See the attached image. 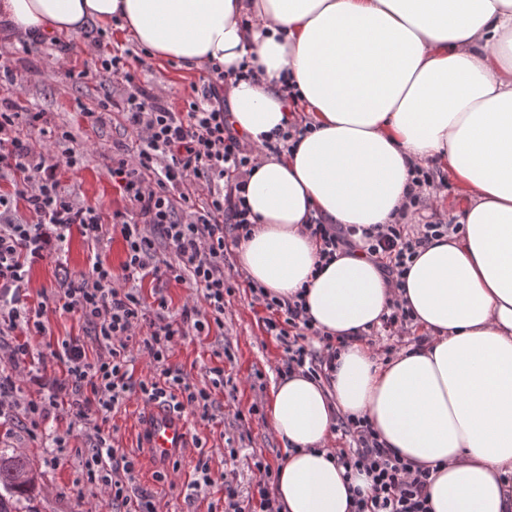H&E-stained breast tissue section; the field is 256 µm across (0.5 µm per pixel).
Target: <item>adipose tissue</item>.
<instances>
[{
	"mask_svg": "<svg viewBox=\"0 0 512 512\" xmlns=\"http://www.w3.org/2000/svg\"><path fill=\"white\" fill-rule=\"evenodd\" d=\"M117 23L151 55L191 70L246 67L229 121L262 143L297 90L310 131L262 157L248 180L255 221L238 247L247 280L304 293L315 325L348 337L331 383H272L286 447L282 512H350L328 457L337 413L367 416L388 448L432 468L433 512H506L512 469V0H0V34L40 40ZM417 161L469 200L460 233L419 250L394 288L364 255L317 268L304 226L388 224ZM404 301L429 339L376 361L357 332Z\"/></svg>",
	"mask_w": 512,
	"mask_h": 512,
	"instance_id": "ef3b65f1",
	"label": "adipose tissue"
}]
</instances>
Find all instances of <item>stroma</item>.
Returning a JSON list of instances; mask_svg holds the SVG:
<instances>
[{"label":"stroma","instance_id":"35a3bbf8","mask_svg":"<svg viewBox=\"0 0 512 512\" xmlns=\"http://www.w3.org/2000/svg\"><path fill=\"white\" fill-rule=\"evenodd\" d=\"M125 51L140 55L135 41L125 40L112 26L92 25L76 36H61L55 46L24 53L15 40L0 37V52L14 59L13 81H0V100L12 103L19 112H42L52 124L70 130L76 144L84 150L80 167L60 169V186L80 200L110 212L128 207L129 201L113 185L108 168L112 155L135 150L139 144L135 132L126 128L120 112L98 126L87 124L81 108H97L101 101L119 100L125 83L121 78L101 80L96 72L100 54ZM208 74L207 68L179 69L174 62L152 60L150 69L138 70L140 85L165 96L175 109H185L193 97V87ZM105 257L113 269L125 259L121 237H114L104 249H95L79 233H71L58 257L36 264L28 283L29 300L37 302L42 290L53 288L65 277L75 278L87 272L96 257ZM224 272L232 291L224 298V325L211 328L206 336H187L173 350L169 363L183 370L197 384L209 377L211 368L224 370V390L217 393L221 407L215 420L202 421L185 415L184 421L194 444L193 451L179 454L177 461L155 459L139 431L147 410L140 396H132L124 412L112 417L109 431L116 447L139 462L137 485L152 496L158 512H173L186 506L188 512H208L211 500L222 497L221 488H211L209 496L195 497L184 504L186 484L193 477L199 451H207L213 474L235 472L241 491L252 489L259 474L255 459L271 466L284 459L281 440L273 431L266 406L269 389L278 376L284 349L269 335L263 320V306L254 303L245 278L240 273L235 245L224 253ZM71 418L59 414L49 425L59 435H68L71 445L57 461H50L39 440L31 436L21 410L0 417V448L29 458L38 473L35 503L39 512H111L103 489L78 485L86 437L70 431ZM167 480H157V473Z\"/></svg>","mask_w":512,"mask_h":512}]
</instances>
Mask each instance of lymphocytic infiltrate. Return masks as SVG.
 Segmentation results:
<instances>
[{
	"label": "lymphocytic infiltrate",
	"instance_id": "1",
	"mask_svg": "<svg viewBox=\"0 0 512 512\" xmlns=\"http://www.w3.org/2000/svg\"><path fill=\"white\" fill-rule=\"evenodd\" d=\"M98 71L123 78L126 93L120 104L101 102L87 111L91 123L119 107L127 126L136 130L140 144L133 153L113 160L111 173L131 203L130 209L104 214L60 188L59 169L80 166L83 154L70 148L71 131L51 126L40 112H17L0 104V176L9 175L11 192L0 194V335L21 332L27 339L47 333L50 315L70 314L82 322L86 334L62 340L52 356L63 376L39 398L26 399L13 376L24 368L28 382L41 378L26 342L9 353L12 372H0V409L23 408L29 431L59 412L69 413L90 441L82 479L90 487H104L113 512H156L151 495L135 493L137 462L115 448L102 426L134 393L149 403L181 416L192 414L204 421L215 417V394L224 388V370L212 368L208 382L196 384L181 369L170 366L174 347L189 335L200 336L224 324V273L226 237L249 236L253 222L246 203L247 176L258 160L288 149L299 134L298 122L276 140L257 145L240 136L228 121L224 104L225 75L210 65L207 77L194 87L186 110L178 111L163 97L148 92L136 81L124 56L98 60ZM27 127L39 140L62 145L59 153L29 148L17 135ZM400 218L391 224L367 227L327 224L311 219L305 230L320 244L319 258L328 262L343 253L363 252L377 262L394 285H402L408 261L431 240L447 235L449 225L428 221L409 223V216L425 207L436 186L430 168L415 164ZM205 189V203L194 192ZM23 202L29 217L18 218L15 202ZM101 246L109 234L121 236L126 258L120 271L95 260L87 273L60 280L42 293L36 305L23 296L31 267L52 256L71 232ZM169 249L172 260L162 259ZM191 282L202 306H183L180 321L169 318V304L155 294L146 304L140 281L146 278ZM253 298L264 306L267 333L275 336L285 353V372L304 370L317 378L335 370L347 341L317 328L302 296L279 299L251 285ZM145 335H137L140 324ZM146 355L156 374L134 381L130 370L135 354ZM336 428L352 447L331 452L345 478L365 476L368 489L352 488V512H432L427 493L431 471L386 448L367 417L337 415ZM259 478L252 490L241 493L232 479H223V497L210 512H281L271 465L257 460Z\"/></svg>",
	"mask_w": 512,
	"mask_h": 512
}]
</instances>
